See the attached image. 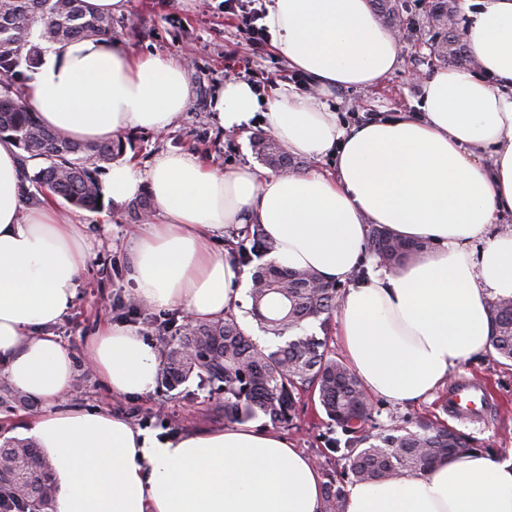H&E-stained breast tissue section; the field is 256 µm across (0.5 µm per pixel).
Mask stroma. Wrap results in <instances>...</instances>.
<instances>
[{
    "label": "stroma",
    "instance_id": "35a3bbf8",
    "mask_svg": "<svg viewBox=\"0 0 512 512\" xmlns=\"http://www.w3.org/2000/svg\"><path fill=\"white\" fill-rule=\"evenodd\" d=\"M124 20L115 40L140 54L185 60L191 88L187 109L168 130L157 134L132 129L126 133L127 156L143 164L162 151H189L213 168L259 166L251 138L261 131V123L236 133L226 132L212 116V101L225 80L237 78L241 65L271 72L284 69L285 63L274 47L251 45L247 35L238 32L233 20L225 16L224 0H128ZM399 44L400 67L382 86L333 91L331 100L342 120L388 116L405 111L417 100L419 76L440 66L432 53L433 33L428 23H421L419 35L405 34ZM86 220L85 233L95 256L79 279L74 311L50 329L76 361L69 403L89 410H109L160 440L224 427L223 390L198 376L173 389L158 386L142 396L115 397L89 366L86 342L102 324L137 327L148 344L159 347L165 338L181 332L187 318L180 308L159 309L137 298L127 264L132 224L128 207L116 210L104 202L88 212ZM462 374L485 386L491 413L483 422L462 423L451 418L448 426L469 435L476 447L502 456L512 454V364L501 363L497 354L490 352L469 360ZM373 408L367 424L373 433L415 417L443 416L436 400L395 406L377 399ZM284 433L320 471L333 464L331 446L337 437L336 426L312 397L303 396L297 419Z\"/></svg>",
    "mask_w": 512,
    "mask_h": 512
}]
</instances>
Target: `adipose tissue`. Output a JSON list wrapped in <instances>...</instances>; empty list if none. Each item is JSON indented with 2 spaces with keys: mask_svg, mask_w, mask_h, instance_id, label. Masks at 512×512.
Returning a JSON list of instances; mask_svg holds the SVG:
<instances>
[{
  "mask_svg": "<svg viewBox=\"0 0 512 512\" xmlns=\"http://www.w3.org/2000/svg\"><path fill=\"white\" fill-rule=\"evenodd\" d=\"M462 8L474 66L423 75L413 111L350 124L328 92L383 83L399 66L396 33L370 0H268L271 42L312 91L280 86L264 97L229 80L214 118L236 132L261 117L289 153L334 164L285 176L167 151L144 170L112 165L104 199L154 204L128 253L136 295L193 319L223 317L248 277L211 239L259 224L279 265L343 286L337 334L370 397L426 399L491 351V305L512 298V227L490 230L512 215V0ZM190 95L183 62L107 37L46 44L22 88L45 127L79 142L164 132ZM19 155L0 137V370L47 407L27 434L55 465L54 512H321L318 467L277 431L233 425L161 441L111 412L68 405L74 359L47 329L74 309L92 253L59 197L25 202ZM372 224L428 248L354 280ZM87 356L112 395L155 386L159 352L130 325L99 330ZM345 512H512V459L472 451L424 476L359 482Z\"/></svg>",
  "mask_w": 512,
  "mask_h": 512,
  "instance_id": "adipose-tissue-1",
  "label": "adipose tissue"
}]
</instances>
